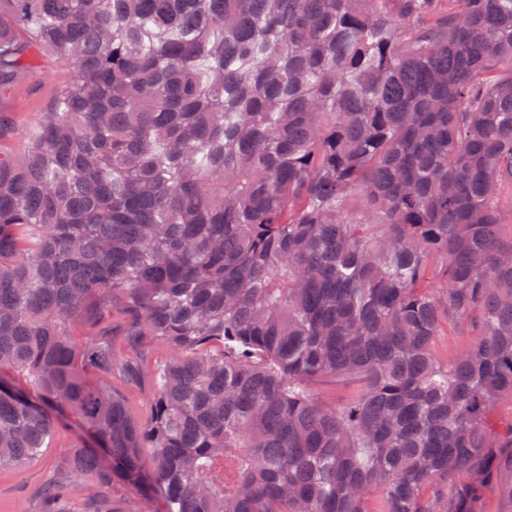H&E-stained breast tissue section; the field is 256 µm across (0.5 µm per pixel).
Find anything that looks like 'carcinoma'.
<instances>
[{
    "instance_id": "carcinoma-1",
    "label": "carcinoma",
    "mask_w": 512,
    "mask_h": 512,
    "mask_svg": "<svg viewBox=\"0 0 512 512\" xmlns=\"http://www.w3.org/2000/svg\"><path fill=\"white\" fill-rule=\"evenodd\" d=\"M45 54L68 81L0 148L1 468L73 418L89 512L116 478L151 512L512 504V0H0V96ZM153 338L141 423L105 381Z\"/></svg>"
}]
</instances>
